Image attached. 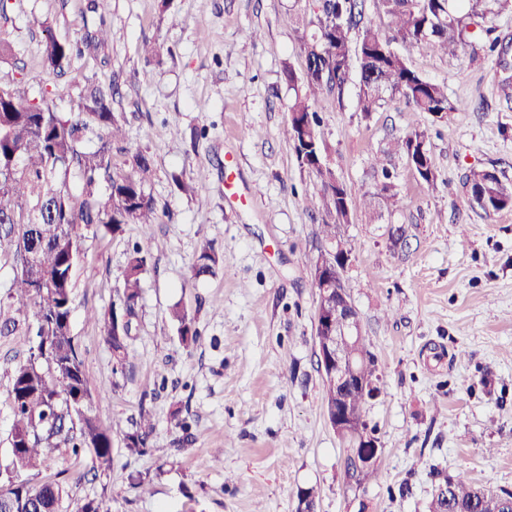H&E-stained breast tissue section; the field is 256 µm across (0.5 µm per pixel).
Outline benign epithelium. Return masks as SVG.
Returning <instances> with one entry per match:
<instances>
[{"mask_svg":"<svg viewBox=\"0 0 512 512\" xmlns=\"http://www.w3.org/2000/svg\"><path fill=\"white\" fill-rule=\"evenodd\" d=\"M348 261L347 255H325L316 272L317 280L322 282L315 320L318 362L329 383L336 387V401L328 403L325 410L329 426L347 443L349 457L358 464L375 466L380 455L377 437L362 415L351 413L341 401L348 387L369 385L368 374L356 365L354 352L346 346L362 333L359 313L343 288L342 272Z\"/></svg>","mask_w":512,"mask_h":512,"instance_id":"obj_1","label":"benign epithelium"}]
</instances>
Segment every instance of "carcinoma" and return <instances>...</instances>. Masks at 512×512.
Here are the masks:
<instances>
[{
	"label": "carcinoma",
	"instance_id": "carcinoma-1",
	"mask_svg": "<svg viewBox=\"0 0 512 512\" xmlns=\"http://www.w3.org/2000/svg\"><path fill=\"white\" fill-rule=\"evenodd\" d=\"M389 19V35L363 23L359 0H319L317 22L303 31L300 42L307 68L294 88L289 108L288 133L299 164L315 174L326 210L335 218L347 210H362L379 221L383 212L403 208L398 174L378 156L370 169L375 190L355 196L326 162V144L320 119L310 101L324 91L343 92L350 81L352 59L359 64L357 102L370 115L396 95L433 120L447 122L460 104L448 99L444 87L412 70L393 45L444 53L466 43L469 27L487 22L512 0H379ZM33 27L45 32L43 65L65 75L83 49L95 50L114 38L100 20L86 32L82 44L56 38L47 21L34 16ZM362 27L356 47L350 33ZM498 86L505 102L512 101V73L497 59ZM114 87L87 78L77 88L67 113L55 111L44 100L35 101L21 81L0 82V257L13 260L10 297L18 311L33 318L28 336V357L11 375L8 397L13 414L11 459L0 471V512H62L64 488L57 480L32 483L23 474L40 469L62 447L78 456L88 454L92 470L112 469L113 437H122L132 454L149 448L154 424L140 415L125 430L121 423L105 427L93 410V390L78 344L71 331L73 275L81 261L77 229L81 226L116 234L127 224H138L152 238L158 223L146 186L154 167L150 156L124 151L121 164L113 158L115 145L125 141L121 120L112 111ZM388 153L413 163L418 177L429 185L436 174L423 132H411L390 144ZM471 201L481 202L486 214L512 208V183L485 170L465 175ZM319 235L339 253H352V242L341 238L336 223L319 225ZM221 256L212 245L197 252L192 278L215 273ZM147 252L136 245L128 253L121 283L105 312H92L104 341L116 359L129 357L133 319L142 297V275ZM179 339L187 348L197 346L200 333L189 313L176 306L171 312ZM346 477L362 484L378 477L377 468L361 469L346 461ZM448 497L434 495L429 512H489L483 489L464 474L447 476ZM72 512H112L106 496L86 498Z\"/></svg>",
	"mask_w": 512,
	"mask_h": 512
}]
</instances>
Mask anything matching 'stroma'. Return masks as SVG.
Instances as JSON below:
<instances>
[{
	"label": "stroma",
	"instance_id": "1",
	"mask_svg": "<svg viewBox=\"0 0 512 512\" xmlns=\"http://www.w3.org/2000/svg\"><path fill=\"white\" fill-rule=\"evenodd\" d=\"M33 14L60 39L79 41L102 21L117 37L58 78L42 63ZM147 39L160 46L149 62ZM0 41L10 48L0 78L23 81L57 111H68L84 78L114 82L126 147L154 160L148 192L160 221L128 363H117L88 315L111 304L143 239L139 225L81 230L71 327L103 392L102 423L145 413L155 429L143 456L114 441L112 469L99 477L89 455L57 452L38 478L63 481L65 512L103 494L112 512H297L308 489L314 512H428L439 482L461 472L512 491V209L484 214L463 184L473 168L512 182V103L499 95L495 54L405 50L414 70L463 102L444 123L398 97L364 115L353 82L312 104L326 160L353 194L370 188L372 157L410 131L425 132L437 174L427 185L396 159L403 210L387 225L356 212L341 227L355 246L343 282L382 388L363 411L380 446L379 477L359 486L346 479L318 369L311 269L326 208L288 134L290 82L305 73L293 0H8ZM195 129L204 135L194 142ZM229 153L245 193L233 208L224 200ZM176 174L193 179L194 194L175 186ZM206 243L224 261L195 281ZM176 305L196 319L194 349L179 341ZM26 357L25 337L0 336V466L10 462L7 388ZM175 411L191 424L190 443ZM137 474L150 477L148 493L133 488Z\"/></svg>",
	"mask_w": 512,
	"mask_h": 512
}]
</instances>
